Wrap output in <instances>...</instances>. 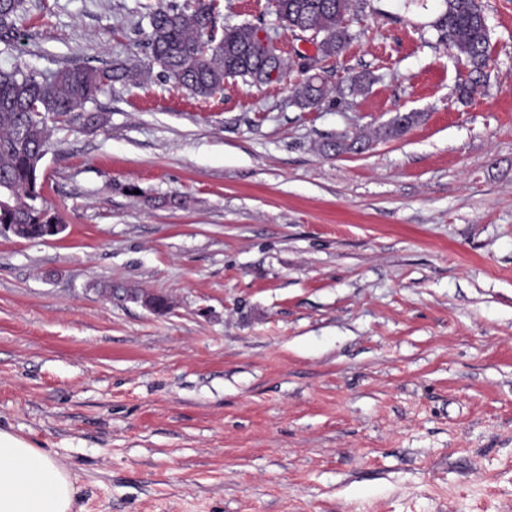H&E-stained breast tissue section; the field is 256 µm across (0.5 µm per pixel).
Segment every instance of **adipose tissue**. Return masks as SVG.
<instances>
[{
	"instance_id": "obj_1",
	"label": "adipose tissue",
	"mask_w": 512,
	"mask_h": 512,
	"mask_svg": "<svg viewBox=\"0 0 512 512\" xmlns=\"http://www.w3.org/2000/svg\"><path fill=\"white\" fill-rule=\"evenodd\" d=\"M76 487L50 454L0 430V512H73Z\"/></svg>"
}]
</instances>
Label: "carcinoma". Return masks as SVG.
Here are the masks:
<instances>
[{"label":"carcinoma","instance_id":"1","mask_svg":"<svg viewBox=\"0 0 512 512\" xmlns=\"http://www.w3.org/2000/svg\"><path fill=\"white\" fill-rule=\"evenodd\" d=\"M353 0H275L279 25L293 30L306 25L310 41L321 57L339 55L351 39L344 25ZM444 10L431 27L438 42L452 50L481 80L489 60L490 28L481 0H443ZM217 0H193L183 7L159 6L148 12L147 45L150 64L163 76L200 97H210L227 78L241 77L256 84L282 81L297 64L294 59L249 54L254 26H226L219 32ZM23 0H0V37L9 41L17 30ZM146 70L137 65L89 67L65 65L54 72H39L18 64L0 68V191L9 205L0 209V224L60 223L58 214L44 205L39 166L47 154L49 122L98 123L88 106L115 84L138 85ZM328 77L311 74L293 89L292 102L306 109L329 99ZM416 121L410 114L378 132L384 139L402 135ZM359 139L346 135L323 143L326 155L356 151Z\"/></svg>","mask_w":512,"mask_h":512}]
</instances>
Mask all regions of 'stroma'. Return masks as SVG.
<instances>
[{
	"label": "stroma",
	"mask_w": 512,
	"mask_h": 512,
	"mask_svg": "<svg viewBox=\"0 0 512 512\" xmlns=\"http://www.w3.org/2000/svg\"><path fill=\"white\" fill-rule=\"evenodd\" d=\"M183 2L25 0L0 67L150 65L146 5ZM219 3L314 54L272 0ZM482 3L478 83L441 0H355L321 107L297 69L201 98L150 65L105 124L53 130L67 229L0 236V429L65 465L77 512H512V0ZM342 133L366 150L324 155ZM331 91L328 77L314 73L294 87L292 102L302 109L318 108L329 99Z\"/></svg>",
	"instance_id": "35a3bbf8"
}]
</instances>
